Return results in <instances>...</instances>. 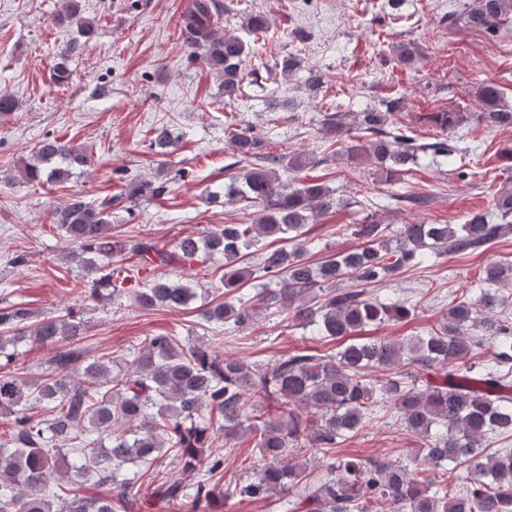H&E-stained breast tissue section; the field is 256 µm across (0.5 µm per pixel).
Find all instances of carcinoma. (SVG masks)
Masks as SVG:
<instances>
[{"label": "carcinoma", "mask_w": 512, "mask_h": 512, "mask_svg": "<svg viewBox=\"0 0 512 512\" xmlns=\"http://www.w3.org/2000/svg\"><path fill=\"white\" fill-rule=\"evenodd\" d=\"M218 12L217 0H191L182 30L191 54L201 50L200 59L221 76L224 97L236 100L246 44L232 33L211 32ZM505 19H512V0H474L455 22L491 33ZM56 20L76 25L87 41L94 34L93 25L81 17L80 0H59ZM419 54L417 42L408 41L399 45L397 57L411 66ZM476 99L481 105L476 122L512 128V108L496 84L478 87ZM401 104L390 98L383 101V112H360L359 129L371 138L350 148L375 164L382 185L400 180L420 152L453 156L457 147L450 134L464 122L460 112H436L431 120L442 134L419 143L406 127L384 129ZM228 135L237 155L257 164L215 197L258 208L252 224H221L183 236L167 249L141 232H114L107 202L96 205L73 194L53 212L52 223L66 238L71 261L92 271L97 257L120 264L136 259L131 268L120 267L125 275L112 270L92 281L89 292L96 300L128 298L144 308L184 309L196 290L156 270L191 268L221 254L230 263L220 276L226 299L204 312L214 328H251L258 324L261 306L279 302L288 306L294 325L316 324L326 338H345L414 311L401 301H373L365 287L421 263L422 250L437 256L469 254L512 233L510 187L494 199L498 224L478 210L462 224H403L391 237L378 215L370 214L351 225L357 247L314 264L305 258L306 226L336 208V199L320 183L286 185L276 170L283 163L302 170L312 164L311 157L265 151V138L251 125H239ZM151 143L161 150L177 146L167 128L154 130ZM90 163L83 147L46 135L20 173L29 182H62L73 167ZM126 188L130 199L159 198L168 186L134 179ZM252 257L255 267L234 266ZM255 271L281 288H262L247 299L235 294ZM344 278L358 287H334ZM510 280L512 264L487 265L477 298L460 297L440 329L408 341L351 342L335 356L299 348L257 365L159 334L146 337L115 375L114 360L89 359L76 346L87 328L71 310L36 320L24 303L0 307V417L10 425L9 438L0 437V512H131L141 499L142 474L127 468L149 467L165 454L172 456L173 469L153 497L182 500L184 475L196 472L188 512H212V506L232 497L262 500L273 512H512V448L486 451L491 436L512 432V368L503 370L512 363V321L494 317L503 304L499 286ZM326 285L333 289L325 298L310 294ZM476 327L494 339V351L477 363L470 361L483 346V336L471 333ZM24 341L56 345L36 379L12 368L17 353L7 351V345ZM374 368H385L391 376L378 382L370 374ZM34 403L42 405L46 418L28 413ZM386 406L422 439L412 464L291 458L293 448L329 452L339 439L364 428L376 408ZM244 438L254 441L263 465L250 480L226 491L218 477L224 458L211 448L220 440L233 448ZM446 462L463 469L461 483L433 492L435 480L419 477V469ZM84 478L109 486V495L81 493Z\"/></svg>", "instance_id": "carcinoma-1"}]
</instances>
